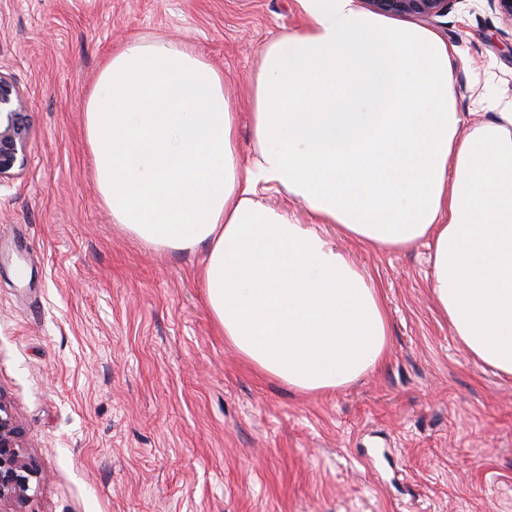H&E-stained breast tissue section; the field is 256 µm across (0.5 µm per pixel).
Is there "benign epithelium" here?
<instances>
[{
  "mask_svg": "<svg viewBox=\"0 0 512 512\" xmlns=\"http://www.w3.org/2000/svg\"><path fill=\"white\" fill-rule=\"evenodd\" d=\"M463 0H368L382 14L407 17L423 24L448 15ZM29 104L11 75L0 72V186L17 179L27 165ZM34 459L22 452L20 424L0 400V512H24L38 478Z\"/></svg>",
  "mask_w": 512,
  "mask_h": 512,
  "instance_id": "1",
  "label": "benign epithelium"
}]
</instances>
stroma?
<instances>
[{
	"label": "stroma",
	"instance_id": "obj_1",
	"mask_svg": "<svg viewBox=\"0 0 512 512\" xmlns=\"http://www.w3.org/2000/svg\"><path fill=\"white\" fill-rule=\"evenodd\" d=\"M297 0H0V71L29 102L28 162L0 188V394L41 466L27 512H512V378L437 312L429 250L333 240L383 291L384 363L331 394L266 376L224 342L201 251L114 224L85 111L133 37L190 46L224 76L243 149L261 46ZM455 107L512 110V23L461 0Z\"/></svg>",
	"mask_w": 512,
	"mask_h": 512
}]
</instances>
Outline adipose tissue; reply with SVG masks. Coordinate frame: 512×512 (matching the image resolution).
I'll return each instance as SVG.
<instances>
[{
    "mask_svg": "<svg viewBox=\"0 0 512 512\" xmlns=\"http://www.w3.org/2000/svg\"><path fill=\"white\" fill-rule=\"evenodd\" d=\"M300 31L263 45L242 152L224 76L192 48L132 40L85 112L98 188L157 251L202 250L207 301L247 363L304 393L381 366L377 281L318 234L428 247L436 308L476 361L512 376V112L468 133L449 96L451 51L356 0H299ZM285 193L311 223L268 205Z\"/></svg>",
    "mask_w": 512,
    "mask_h": 512,
    "instance_id": "1",
    "label": "adipose tissue"
}]
</instances>
